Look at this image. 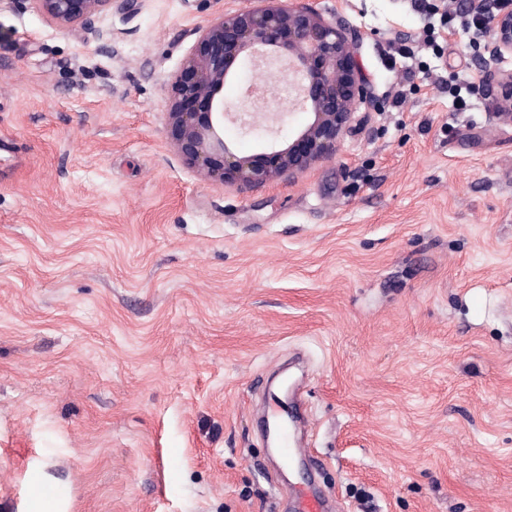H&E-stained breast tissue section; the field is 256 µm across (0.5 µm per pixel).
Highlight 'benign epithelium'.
Masks as SVG:
<instances>
[{
    "instance_id": "benign-epithelium-1",
    "label": "benign epithelium",
    "mask_w": 512,
    "mask_h": 512,
    "mask_svg": "<svg viewBox=\"0 0 512 512\" xmlns=\"http://www.w3.org/2000/svg\"><path fill=\"white\" fill-rule=\"evenodd\" d=\"M49 24L77 33L85 42H105L95 26L112 0H31ZM482 16V84L505 90L496 117L512 119V72L501 63L512 57V0H469ZM358 34L343 22L326 19L304 0H257L251 9L227 13L199 31L196 44L175 79L169 120L177 147L206 178L254 187L295 178L317 161L336 155L358 103L376 105L370 82L356 65ZM251 71L276 72L294 91L291 108L312 114V121L286 147L259 162L240 156L224 141V121L250 132L263 125L278 137L284 113L256 106L267 88L243 86L246 108L224 104V84L235 78L234 63Z\"/></svg>"
}]
</instances>
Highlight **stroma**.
Instances as JSON below:
<instances>
[{
  "mask_svg": "<svg viewBox=\"0 0 512 512\" xmlns=\"http://www.w3.org/2000/svg\"><path fill=\"white\" fill-rule=\"evenodd\" d=\"M459 2L315 0L379 106L243 191L168 107L253 0H112L105 49L0 0V512H293L306 476L339 512H512V123ZM263 80L287 146L310 116ZM297 421L293 417H282L273 412L272 417L267 422V429L270 434L276 436L277 442L283 452L284 458L296 455L299 448H292L291 431Z\"/></svg>",
  "mask_w": 512,
  "mask_h": 512,
  "instance_id": "35a3bbf8",
  "label": "stroma"
}]
</instances>
